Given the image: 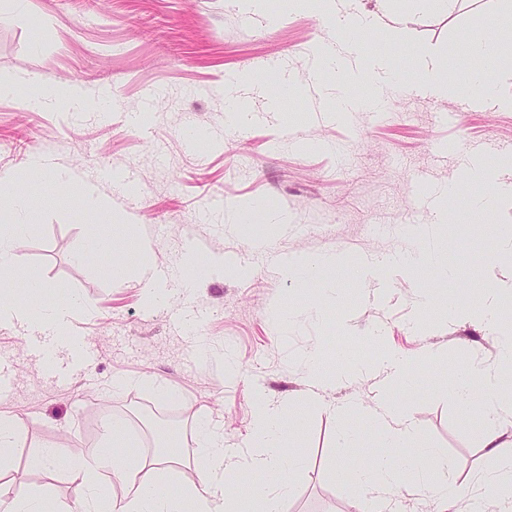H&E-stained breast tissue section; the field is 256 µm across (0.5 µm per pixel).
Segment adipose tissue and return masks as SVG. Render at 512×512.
Masks as SVG:
<instances>
[{"instance_id":"obj_1","label":"adipose tissue","mask_w":512,"mask_h":512,"mask_svg":"<svg viewBox=\"0 0 512 512\" xmlns=\"http://www.w3.org/2000/svg\"><path fill=\"white\" fill-rule=\"evenodd\" d=\"M292 7L308 9L336 29L335 45L317 44L312 55L322 64L335 68L339 81H347L353 66L359 63L360 35L381 30L378 15L359 10L355 0H289ZM512 38V24L498 28L497 38L488 37L483 29H474L461 49L471 66L462 88L469 103L491 102L495 108L512 112V53L503 48L504 40ZM17 175H0V277L24 278L34 292H43L45 285L35 274L23 273L16 264V243L24 237L37 213L30 198L16 189ZM434 226L409 231L414 248L405 257L408 268L420 270L423 265L435 266L444 281L459 277L449 267L446 253L431 252L428 241ZM512 295V284L498 285L486 293L473 307L456 304L442 308V316L451 319L476 320L496 335L498 360L495 363L457 371L449 387L466 412L483 422L482 446L494 466L479 477L477 492L469 499L458 497L448 481L451 464L441 449L430 445L410 423L395 421L391 387L412 391L417 387L412 361L386 353L374 364L385 374L388 387L369 416L378 429L381 451L366 453L364 458L337 465L340 479L355 486L361 495L360 512H392L396 492L411 486L431 493L448 507V512H483L485 504L497 506L498 512H512V449L501 441L502 430L512 426V398L504 393L512 378V309L501 301ZM301 419L287 416L279 403L257 396L252 405V427L248 449L230 455L224 447V435L200 426L199 435L206 455L199 464L197 482L179 494L168 490L173 472V459L134 458L125 455L118 432H107L96 451L76 454L70 448L55 445L37 454L34 465L68 468L77 483L75 512H183L184 502H191L192 512H243L240 499L229 493L239 465H246L273 483L270 491L259 493L253 512H282V505L294 489L303 458L293 447L302 433ZM405 449L403 458H396L394 449ZM109 475L122 484L121 496L105 499L100 478Z\"/></svg>"}]
</instances>
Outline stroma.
I'll use <instances>...</instances> for the list:
<instances>
[{"mask_svg":"<svg viewBox=\"0 0 512 512\" xmlns=\"http://www.w3.org/2000/svg\"><path fill=\"white\" fill-rule=\"evenodd\" d=\"M360 6L401 33L395 44L373 34L363 48L369 62L404 59L402 85L387 92L380 112H336L331 99H315V85L331 77L314 70L310 51L331 32L316 16L289 11L288 0H271L280 14L273 25L233 0H27L21 15L0 22V82L15 88L0 98V174H20L19 190L38 201V220L16 254L20 268L47 286L36 294L21 280L8 284L32 320L0 318V358L12 363L14 376L11 391L0 395V416L19 430L0 480L42 497L47 512H63L75 482L68 470L34 467L33 457L60 443L96 448L105 417L133 431L140 457H153L157 439L141 416L146 410L179 420V479L189 482L206 453L199 423L221 431L225 447L243 446L261 393L305 423L297 443L304 466L284 512H359L357 490L329 472L332 461L359 454L339 447L342 419L331 408L359 403L353 420L367 446H376L366 413L379 400L381 378L312 386L296 357L313 347L365 360L383 348L426 353L418 388L392 391L397 416L445 451L460 494L470 495L472 478L491 468L478 439L482 422L460 409L448 380L461 367L494 362L497 341L477 322L438 320L417 302L425 288L434 306L477 300L472 258L493 256L492 229L512 225V210L467 224L456 223L454 211L428 215L449 265L460 271L453 284H440L435 268L415 273L391 259L406 245L416 174L433 186L457 184L456 207L473 193L512 185V170L497 167L512 150V112L470 105L458 93L434 97L418 83L422 61L447 60L464 35L512 11V0H452L439 13L416 6L400 12L393 0ZM270 63L285 66L295 96L284 103L271 84L244 87L254 120L243 130L225 126L226 75L257 76ZM58 82L76 85L84 106H31L45 85ZM106 90L112 102L104 112ZM474 148L494 179L464 182V158ZM54 170L76 178L60 187ZM86 181L112 202L95 220L84 215ZM253 205L275 208L288 221L239 228L234 211ZM99 229L115 231V248L135 275L115 282L102 261H77ZM142 242L148 253L139 250ZM328 254L345 260L330 282L299 285L278 263ZM143 265L166 273L167 297L154 307L143 303ZM71 297L77 305L68 324L41 335L36 316ZM45 344L65 361L81 350L92 359L55 384L35 354ZM228 355L232 375L224 370ZM117 377L127 384L116 391Z\"/></svg>","mask_w":512,"mask_h":512,"instance_id":"obj_1","label":"stroma"}]
</instances>
